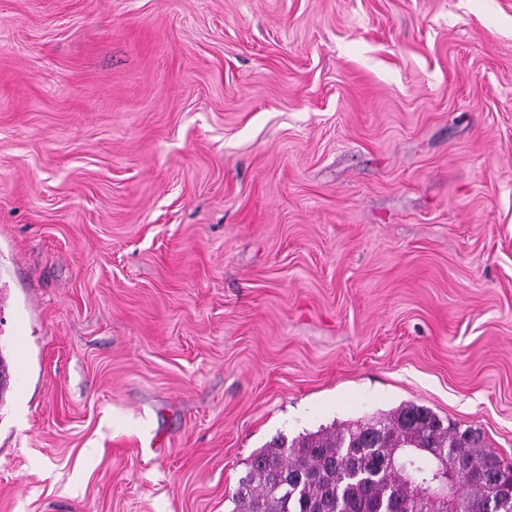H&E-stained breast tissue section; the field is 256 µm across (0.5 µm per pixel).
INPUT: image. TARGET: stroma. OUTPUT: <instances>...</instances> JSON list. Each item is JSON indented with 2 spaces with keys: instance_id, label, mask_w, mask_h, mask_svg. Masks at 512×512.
<instances>
[{
  "instance_id": "35a3bbf8",
  "label": "stroma",
  "mask_w": 512,
  "mask_h": 512,
  "mask_svg": "<svg viewBox=\"0 0 512 512\" xmlns=\"http://www.w3.org/2000/svg\"><path fill=\"white\" fill-rule=\"evenodd\" d=\"M0 512H232L404 402L512 464V0H0Z\"/></svg>"
}]
</instances>
